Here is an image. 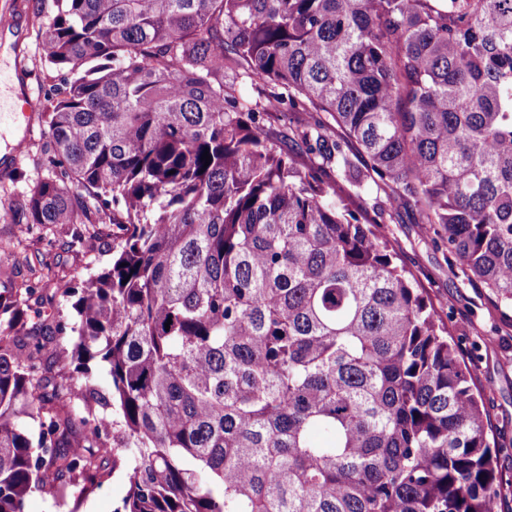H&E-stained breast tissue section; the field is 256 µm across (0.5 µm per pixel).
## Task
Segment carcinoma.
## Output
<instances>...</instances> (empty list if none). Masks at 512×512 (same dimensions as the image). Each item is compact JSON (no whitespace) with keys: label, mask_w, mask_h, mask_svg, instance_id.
Here are the masks:
<instances>
[{"label":"carcinoma","mask_w":512,"mask_h":512,"mask_svg":"<svg viewBox=\"0 0 512 512\" xmlns=\"http://www.w3.org/2000/svg\"><path fill=\"white\" fill-rule=\"evenodd\" d=\"M53 3L47 174L0 206L112 228V266L60 292L67 394L37 286L0 278V512L125 467L116 512H500L491 419L381 224L411 206L512 312V0ZM352 196L351 209L356 213L373 216L375 211V204L378 201L379 193H377L375 186L367 184L361 190L350 191ZM52 326L48 325L45 330L44 348L41 352L43 364L46 368L56 371L58 362L66 359L68 362L71 360L72 343L64 336H52ZM50 335V336H49Z\"/></svg>","instance_id":"1"}]
</instances>
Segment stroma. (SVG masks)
Masks as SVG:
<instances>
[{
  "label": "stroma",
  "instance_id": "obj_1",
  "mask_svg": "<svg viewBox=\"0 0 512 512\" xmlns=\"http://www.w3.org/2000/svg\"><path fill=\"white\" fill-rule=\"evenodd\" d=\"M14 14L19 24L11 44L13 61L0 68V84L12 81L14 65H21V83L30 99L29 118L22 133L28 144L19 160L0 172V200L25 191L46 174L43 126L36 115L53 86L44 70L38 30L54 15L51 0H0V14ZM397 245L400 265L410 270L419 287L447 319L452 339L474 370L475 384L495 426L494 446L504 480L512 482V326L493 310L485 290L471 282L467 271L451 266L444 247L422 238L410 209H400L384 224ZM71 228L63 225L18 236L9 217L0 209V269L15 282L40 280L42 287L61 288L101 272L112 263V239L99 231L84 247H70ZM128 477L116 471L90 495L71 493L59 498L32 493L26 512H115L125 495Z\"/></svg>",
  "mask_w": 512,
  "mask_h": 512
}]
</instances>
